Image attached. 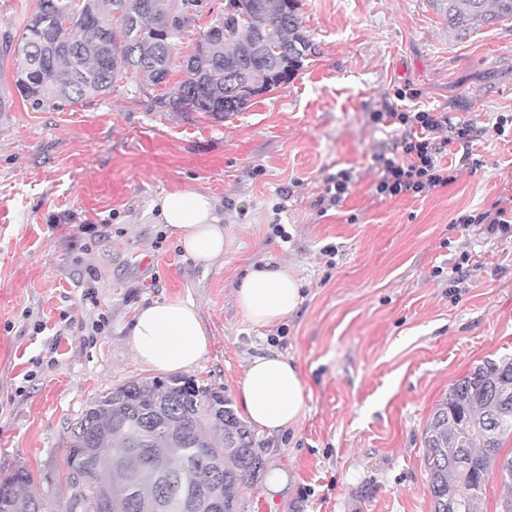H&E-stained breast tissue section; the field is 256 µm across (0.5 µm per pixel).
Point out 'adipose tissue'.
Masks as SVG:
<instances>
[{
	"mask_svg": "<svg viewBox=\"0 0 512 512\" xmlns=\"http://www.w3.org/2000/svg\"><path fill=\"white\" fill-rule=\"evenodd\" d=\"M161 223L198 263L221 257L227 242L212 198L195 190L168 192L154 202ZM247 319L269 326L293 314L301 304L298 280L281 270L253 268L236 292ZM137 358L164 374H179L198 363L208 346L207 332L193 306L181 299L157 301L142 308L130 333ZM241 404L249 421L271 432L296 424L305 411L304 387L287 357L249 360L241 385Z\"/></svg>",
	"mask_w": 512,
	"mask_h": 512,
	"instance_id": "1",
	"label": "adipose tissue"
}]
</instances>
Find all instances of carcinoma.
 Masks as SVG:
<instances>
[{
    "mask_svg": "<svg viewBox=\"0 0 512 512\" xmlns=\"http://www.w3.org/2000/svg\"><path fill=\"white\" fill-rule=\"evenodd\" d=\"M20 40L0 36V54H14V85L32 109L74 103L111 89L119 77L141 79L150 109L225 119L250 107L234 87L282 85L314 49L299 0H225L224 11L198 31L193 52L173 65L175 39L191 33L200 14L193 0H37ZM448 33L462 40L482 22L512 20V0H432ZM224 24V35L211 30ZM184 79L160 94L174 69ZM512 361H487L459 379L433 408L424 430L432 512L448 503L475 504L493 475L502 438L512 435ZM495 423L488 440L485 425ZM68 469L81 512H148L165 489L166 512L224 486L227 512H237L239 488L261 467L251 430L219 392L184 381L129 380L92 398L72 427ZM19 470L0 480V512H46Z\"/></svg>",
    "mask_w": 512,
    "mask_h": 512,
    "instance_id": "cac0c4a2",
    "label": "carcinoma"
}]
</instances>
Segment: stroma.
I'll use <instances>...</instances> for the list:
<instances>
[{
  "instance_id": "stroma-1",
  "label": "stroma",
  "mask_w": 512,
  "mask_h": 512,
  "mask_svg": "<svg viewBox=\"0 0 512 512\" xmlns=\"http://www.w3.org/2000/svg\"><path fill=\"white\" fill-rule=\"evenodd\" d=\"M301 3L314 53L223 121L150 110L131 76L35 110L14 86L13 56L0 60V334L15 342L0 361V479L29 471L52 512L75 494L66 451L88 399L157 376L129 344L152 301L193 303L209 346L188 375L234 409L252 357L283 355L300 372L305 411L283 433L255 431L262 467L239 512H432L433 407L471 368L512 358V238L455 223L512 188V141L494 128L512 113V22L458 40L430 0ZM405 84L419 105L474 124L481 164L426 198L375 201L371 157L396 135L370 114ZM343 168L355 186L319 216L323 181ZM182 189L216 201L228 246L211 265L183 254L152 210ZM276 223L289 240L268 239ZM464 251L471 275L458 288ZM256 264L302 285L282 325L254 326L236 302ZM101 315L108 325L85 342L81 324ZM274 470L291 481L271 499Z\"/></svg>"
}]
</instances>
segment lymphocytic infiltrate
Returning <instances> with one entry per match:
<instances>
[{
    "instance_id": "f902f5d3",
    "label": "lymphocytic infiltrate",
    "mask_w": 512,
    "mask_h": 512,
    "mask_svg": "<svg viewBox=\"0 0 512 512\" xmlns=\"http://www.w3.org/2000/svg\"><path fill=\"white\" fill-rule=\"evenodd\" d=\"M396 102L386 110L371 113L373 124L401 130L402 135L391 150L374 154L372 169L376 178L370 187L373 200L383 201L400 195L424 198L434 189L454 183L456 166L445 164L453 147L463 150V159H471L478 139L474 126L467 121H451L447 113L416 107L418 93L400 88ZM464 226H475L487 233L512 237V195L498 196L486 209L460 216Z\"/></svg>"
}]
</instances>
